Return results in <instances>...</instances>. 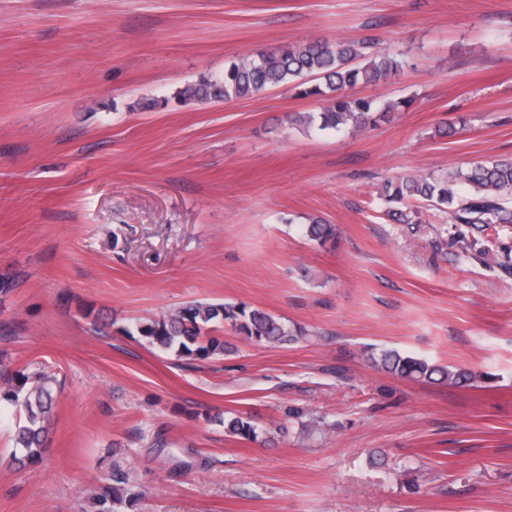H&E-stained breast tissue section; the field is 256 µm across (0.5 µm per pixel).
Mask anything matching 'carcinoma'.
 Segmentation results:
<instances>
[{"label":"carcinoma","mask_w":512,"mask_h":512,"mask_svg":"<svg viewBox=\"0 0 512 512\" xmlns=\"http://www.w3.org/2000/svg\"><path fill=\"white\" fill-rule=\"evenodd\" d=\"M406 64L403 54L379 46L374 37L336 42L308 40L235 60L224 68L223 77L187 83L177 95L184 102L200 103L250 98L270 87L290 83L300 87L306 78L314 77L320 83L302 90V94L319 97L325 105L319 112L290 113L288 123L353 134L397 111L402 102L380 105L373 98H355L348 90L359 84L385 81ZM509 198L512 157L460 167L440 177H403L386 182L380 192L386 215L396 222L421 223L406 212L415 199L437 209L446 208L454 223L476 228L481 224L511 226L512 208L504 206ZM303 233L324 246L336 239V226L314 217L304 225ZM221 324L261 345L285 346L304 335L301 327L290 328L281 318L246 303L207 301H190L152 317L134 318L123 332L179 358L204 361L224 354V341L211 335ZM368 362L412 382L464 386L476 379L469 370L432 364L395 350L371 353ZM54 382V376L45 371L29 374L24 368L0 366V410L12 408L16 414L19 453L12 454L9 466L23 468L48 451ZM222 423L230 436L248 441L258 438L257 426L241 413L225 417ZM110 481L112 485L102 487L94 498L96 504L103 506L111 498L119 499L126 475L114 469Z\"/></svg>","instance_id":"1"}]
</instances>
